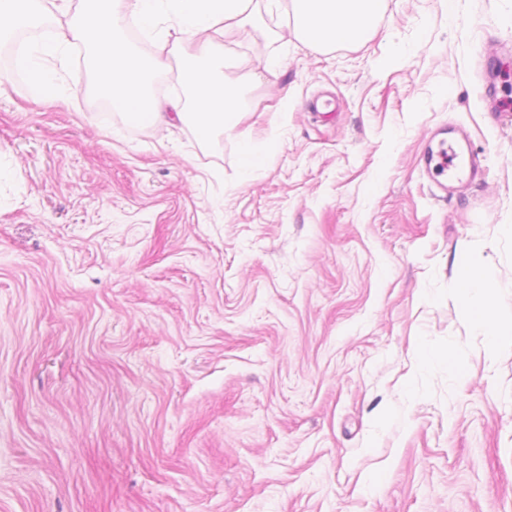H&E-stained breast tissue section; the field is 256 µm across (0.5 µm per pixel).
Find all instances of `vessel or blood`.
Instances as JSON below:
<instances>
[{"instance_id":"b4317fda","label":"vessel or blood","mask_w":512,"mask_h":512,"mask_svg":"<svg viewBox=\"0 0 512 512\" xmlns=\"http://www.w3.org/2000/svg\"><path fill=\"white\" fill-rule=\"evenodd\" d=\"M432 136L437 139L438 147L424 155L423 169L439 197L453 194L457 185L481 180L483 171L469 151L468 136L464 130L436 129Z\"/></svg>"}]
</instances>
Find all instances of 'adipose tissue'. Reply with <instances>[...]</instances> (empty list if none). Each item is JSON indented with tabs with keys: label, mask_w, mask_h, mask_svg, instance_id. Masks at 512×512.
<instances>
[{
	"label": "adipose tissue",
	"mask_w": 512,
	"mask_h": 512,
	"mask_svg": "<svg viewBox=\"0 0 512 512\" xmlns=\"http://www.w3.org/2000/svg\"><path fill=\"white\" fill-rule=\"evenodd\" d=\"M251 4L252 0H79L74 8L70 0H61L59 9L68 16L65 26L51 38L29 46L20 58L36 78L30 97L37 103L61 104L70 88L80 87L87 78L94 92L120 109L129 123L189 122L202 140L226 133L250 144V133L240 127V92L224 81L226 52L210 33L243 28L252 17ZM384 7L385 0H287L286 12L302 41L317 45L360 41ZM130 15L142 28L160 32V50L143 53L128 38L126 18ZM43 21L44 0H0V41ZM174 34L197 40L194 54L178 70L179 82L193 100L189 112L175 104L163 106L149 94L153 76L167 67L164 49ZM75 46L81 49L80 76L68 83L53 63L65 59ZM459 276L458 300L467 320L486 336L489 350L506 341L512 343V325L499 323L494 304L476 306L471 301L476 290L488 297L495 295L493 281L466 264L460 265Z\"/></svg>",
	"instance_id": "1"
}]
</instances>
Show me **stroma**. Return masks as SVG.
Listing matches in <instances>:
<instances>
[{
	"instance_id": "1",
	"label": "stroma",
	"mask_w": 512,
	"mask_h": 512,
	"mask_svg": "<svg viewBox=\"0 0 512 512\" xmlns=\"http://www.w3.org/2000/svg\"><path fill=\"white\" fill-rule=\"evenodd\" d=\"M253 9L219 38L249 170L0 86V512H512V349L457 298L462 257L512 320V0H387L327 47ZM441 126L484 172L445 199Z\"/></svg>"
}]
</instances>
